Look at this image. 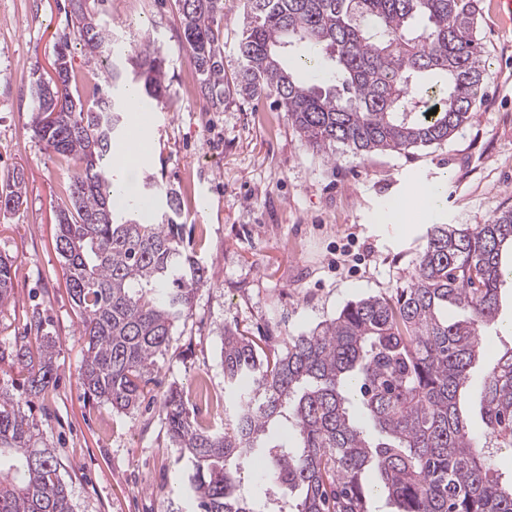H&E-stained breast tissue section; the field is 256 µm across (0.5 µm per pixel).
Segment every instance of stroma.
<instances>
[{
    "label": "stroma",
    "mask_w": 512,
    "mask_h": 512,
    "mask_svg": "<svg viewBox=\"0 0 512 512\" xmlns=\"http://www.w3.org/2000/svg\"><path fill=\"white\" fill-rule=\"evenodd\" d=\"M116 46L153 39L167 62L170 93L154 114L155 150L143 173L182 193L184 236L207 268L188 316L176 322L156 358L154 381L136 408L118 411L84 395L80 319L55 249L60 186L69 160L34 137L31 75L54 73V45L66 26L65 0H0V182L24 174L23 203L0 211V255L12 261L13 297L0 307V345L23 335L32 318L55 337V371L35 398L42 441L55 448L74 512H193L159 414L169 387L184 395L202 425L224 420L222 339L227 327L282 350L348 302L393 296L406 287L425 244L426 223L379 221L389 201L422 184L445 185L436 221L473 226L512 208V26L492 0H477L487 70L484 98L448 143L400 152H320L293 130L273 97L231 96L207 108L182 40L176 0H88ZM242 0H224V74L238 67ZM75 86L92 101L103 63L71 44ZM512 288L500 319L482 336L486 352L472 374L464 408L481 430V382L512 343Z\"/></svg>",
    "instance_id": "obj_1"
}]
</instances>
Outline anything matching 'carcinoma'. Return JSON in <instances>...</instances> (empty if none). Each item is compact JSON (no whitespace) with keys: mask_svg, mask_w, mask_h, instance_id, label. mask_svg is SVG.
Segmentation results:
<instances>
[{"mask_svg":"<svg viewBox=\"0 0 512 512\" xmlns=\"http://www.w3.org/2000/svg\"><path fill=\"white\" fill-rule=\"evenodd\" d=\"M72 34L55 46L54 76L31 84L34 136L75 161L62 187L56 251L78 309L89 397L117 410L139 403L174 323L207 283L183 244L180 192L146 179L131 190L112 180L109 160L129 141L122 54L112 53L108 91L85 105L74 95L69 44L92 58L109 34L87 0H69ZM184 43L215 107L226 90L273 96L310 146L357 154L440 145L470 118L486 77L475 0H244L234 81L224 82V0H177ZM129 61L141 69L138 103L169 92L165 58L151 40ZM330 85L307 74L327 65ZM437 109L434 115L429 114ZM23 179L0 186V210L22 203ZM512 209L487 224H433L394 298L346 304L307 334L267 355L251 337L224 329V382L238 391L224 430L199 424L181 392L160 402L197 512H371L380 492L394 512H512V483L490 463L512 450V346L483 377V431L461 407L482 354L480 331L499 315L512 279ZM12 263L0 257V307L12 297ZM18 336L0 347L24 376V395L0 386V512H73L53 449L24 407L53 378L56 341ZM39 344L31 351V342ZM263 495L241 491L253 464ZM375 474L376 485L364 481Z\"/></svg>","mask_w":512,"mask_h":512,"instance_id":"carcinoma-1","label":"carcinoma"}]
</instances>
